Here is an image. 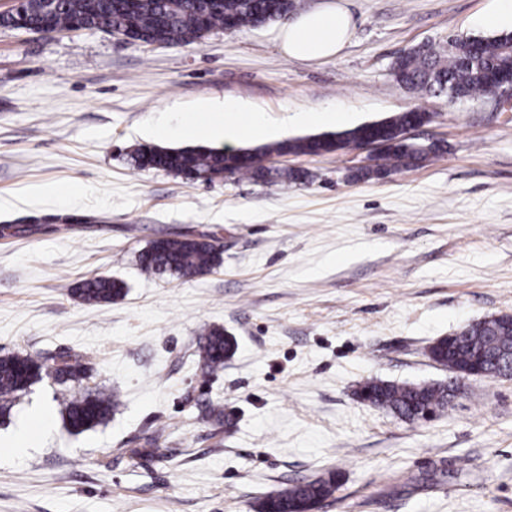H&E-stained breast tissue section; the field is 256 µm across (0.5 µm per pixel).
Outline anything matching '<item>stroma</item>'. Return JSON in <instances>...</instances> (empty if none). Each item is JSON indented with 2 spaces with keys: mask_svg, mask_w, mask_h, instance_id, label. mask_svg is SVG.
<instances>
[{
  "mask_svg": "<svg viewBox=\"0 0 512 512\" xmlns=\"http://www.w3.org/2000/svg\"><path fill=\"white\" fill-rule=\"evenodd\" d=\"M297 2L349 12L336 56H283L284 19L156 47L0 27V357L84 354L86 386L121 398L78 435L65 413L76 384L46 377L8 403L0 512H257L330 471L339 487L317 512H512V379L469 378L428 421L356 397L369 379L447 381L429 346L512 314V108L450 106L391 73L416 46L488 36L491 0ZM205 100L246 103L281 141L416 108L434 115L417 141L444 150L358 182L360 149L276 158L311 174L297 184L132 166L143 144L196 146L152 129L204 126ZM298 112L311 122L285 124ZM178 235L209 241L220 264L146 275L141 253ZM93 275L122 281L121 296L81 303L72 290ZM212 328L237 349L205 379ZM36 417L34 447L5 454Z\"/></svg>",
  "mask_w": 512,
  "mask_h": 512,
  "instance_id": "35a3bbf8",
  "label": "stroma"
}]
</instances>
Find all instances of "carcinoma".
I'll return each mask as SVG.
<instances>
[{
	"label": "carcinoma",
	"mask_w": 512,
	"mask_h": 512,
	"mask_svg": "<svg viewBox=\"0 0 512 512\" xmlns=\"http://www.w3.org/2000/svg\"><path fill=\"white\" fill-rule=\"evenodd\" d=\"M41 0H25L16 10L0 13V27L32 29L52 33L86 29L131 31L147 41L167 45L199 44L212 30L224 27L226 20L236 28L257 27L280 20L290 14L294 0H54L53 12H42ZM496 73H512V32L492 37H458L448 35L445 45L433 48L423 45L401 57L393 65L395 79L402 85L420 92L444 95L466 101L475 98L494 100L499 87L491 79ZM414 111L398 112L379 121L377 131L384 149L375 156L374 164L358 168L347 175L353 181L379 179L383 175L416 165L440 151L430 144L420 147L403 141ZM366 135L365 125L332 134L330 139L306 136L275 142L254 149L250 164H242L229 149L209 147H156L150 152L144 147L131 154L139 169L164 171L187 179L198 175H240L261 183H291L305 180L308 173L288 168L271 169L264 160L272 154L316 155L339 152L361 146ZM220 257L203 239L161 238L152 242L141 254V268L154 276L190 278L219 264ZM121 282L106 276L82 280L74 294L86 304L112 301L121 294ZM497 337L504 348H512V322L503 324L492 317L484 326H472L461 331V339L453 350L441 344L429 348V358L438 364L451 363L465 368L472 354L484 345L487 337ZM236 342L220 329H211L199 343L198 369L205 379L224 370V360L234 354ZM54 369L59 381L82 383L85 371L77 356L61 358L52 367L30 354L0 357V399L7 402L32 383ZM372 391L379 406L409 421H416L423 409L436 412L448 404V390L440 384L398 386L380 380H368L360 385ZM120 404L118 395L89 390L73 397L66 406V418L72 432L79 434L105 423ZM336 490V478L330 474L286 488L266 496L259 503V512H307L330 497Z\"/></svg>",
	"instance_id": "carcinoma-1"
}]
</instances>
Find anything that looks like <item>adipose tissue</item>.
I'll return each mask as SVG.
<instances>
[{"label":"adipose tissue","mask_w":512,"mask_h":512,"mask_svg":"<svg viewBox=\"0 0 512 512\" xmlns=\"http://www.w3.org/2000/svg\"><path fill=\"white\" fill-rule=\"evenodd\" d=\"M351 17L339 7H327L299 16L281 33L283 53L298 60H321L335 56L346 42ZM205 133L230 137H261L271 129L263 113L227 102L208 107Z\"/></svg>","instance_id":"ef3b65f1"}]
</instances>
